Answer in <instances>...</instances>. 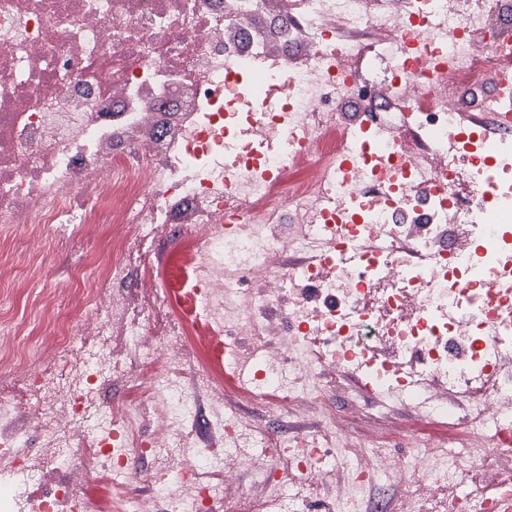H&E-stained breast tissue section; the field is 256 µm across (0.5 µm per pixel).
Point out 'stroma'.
I'll use <instances>...</instances> for the list:
<instances>
[{
    "instance_id": "1",
    "label": "stroma",
    "mask_w": 512,
    "mask_h": 512,
    "mask_svg": "<svg viewBox=\"0 0 512 512\" xmlns=\"http://www.w3.org/2000/svg\"><path fill=\"white\" fill-rule=\"evenodd\" d=\"M122 233L118 225L95 222L81 225L73 233L55 224H42L34 230L25 224L0 227V319L19 329L18 335L0 336V395H9L22 411L15 420L0 424V429L24 434L30 463L25 476L0 466V491L18 487L27 478L44 488L53 487L65 478L49 442L65 416L66 407L65 391L55 373L54 346L62 327L78 332L76 348L71 354L72 367L77 373L87 363L100 365L106 358L123 354V320H110L105 332L100 334L91 329L87 324V303L99 283L75 277L93 254ZM193 246L192 238L176 224L162 237L146 244V261L133 268L126 288L120 291L123 306L152 313L154 330L160 334L166 332L170 323H180V340L195 364L218 385L228 405L237 413L260 416L270 441H277L279 431L284 429L292 434L312 432L314 420L289 421L270 413L258 414L251 393L238 385L226 369L223 348L189 314L186 301L174 293L166 300H158L155 282L173 275L180 256L188 254ZM31 368L41 377V389L36 395L25 384ZM342 427L353 438L372 442L416 439L448 443L461 433L454 416L429 415L398 404L381 415L360 406L357 414L343 421ZM136 470L137 476L127 489L92 480L83 491L86 497L100 502L102 512H113L125 495L153 493L151 461L137 463Z\"/></svg>"
}]
</instances>
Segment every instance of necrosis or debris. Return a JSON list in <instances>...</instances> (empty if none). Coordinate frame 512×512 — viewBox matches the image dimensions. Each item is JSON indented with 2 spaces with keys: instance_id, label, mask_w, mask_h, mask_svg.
Masks as SVG:
<instances>
[{
  "instance_id": "necrosis-or-debris-1",
  "label": "necrosis or debris",
  "mask_w": 512,
  "mask_h": 512,
  "mask_svg": "<svg viewBox=\"0 0 512 512\" xmlns=\"http://www.w3.org/2000/svg\"><path fill=\"white\" fill-rule=\"evenodd\" d=\"M507 16L512 0H0V226L124 225L85 270L116 290L136 248L184 225L196 248L176 285L206 334L254 368L257 406L275 393L317 416L269 447L255 419L202 409L216 387L201 372L184 383L178 327L159 341L150 318L128 319L112 378H130L128 355L150 365L157 420L144 436L140 407L114 410L95 473L156 463L158 493L131 512H239L246 473L270 512L292 496L300 512H363L381 482L401 489V512L512 505L497 438L512 428ZM73 346L64 331V466L101 380L93 365L72 379ZM339 376L375 389L376 413L392 396L435 411L456 397L464 433L405 454L354 441L331 403ZM200 412L189 453L178 433ZM89 475L0 505L61 512Z\"/></svg>"
}]
</instances>
